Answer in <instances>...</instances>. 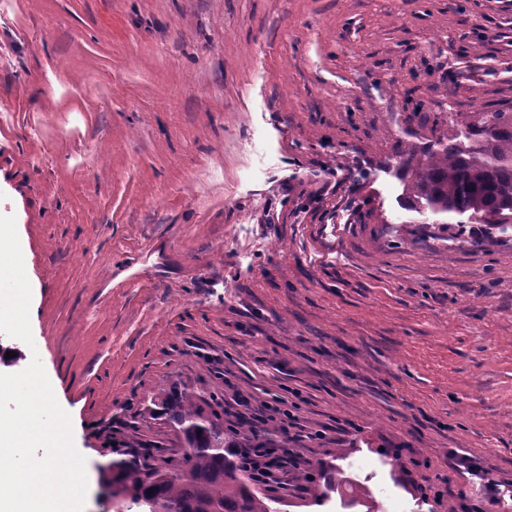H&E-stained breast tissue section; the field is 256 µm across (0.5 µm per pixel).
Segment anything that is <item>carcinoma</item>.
<instances>
[{"label": "carcinoma", "mask_w": 512, "mask_h": 512, "mask_svg": "<svg viewBox=\"0 0 512 512\" xmlns=\"http://www.w3.org/2000/svg\"><path fill=\"white\" fill-rule=\"evenodd\" d=\"M459 118L466 128L463 140L407 162V193L435 214L467 213L479 224L490 217L512 220V113L467 112ZM170 404L186 444L183 456L172 470L147 464L119 468L112 478L117 512H276V500L251 489L230 459L227 449L244 442L226 435L192 397ZM342 489L355 499L361 495V487L336 467L314 498L324 500Z\"/></svg>", "instance_id": "obj_1"}]
</instances>
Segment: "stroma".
Returning <instances> with one entry per match:
<instances>
[{
    "label": "stroma",
    "mask_w": 512,
    "mask_h": 512,
    "mask_svg": "<svg viewBox=\"0 0 512 512\" xmlns=\"http://www.w3.org/2000/svg\"><path fill=\"white\" fill-rule=\"evenodd\" d=\"M482 111L512 112V0H0L33 337L0 335V372L40 358L83 512H115L118 465L182 456L174 392L298 456L280 512L489 498L452 449L512 483V236L457 242L405 191ZM289 390L286 435L259 415ZM332 465L363 503H314Z\"/></svg>",
    "instance_id": "stroma-1"
}]
</instances>
